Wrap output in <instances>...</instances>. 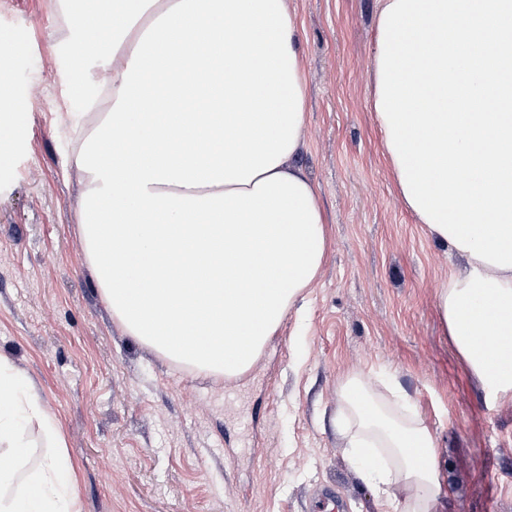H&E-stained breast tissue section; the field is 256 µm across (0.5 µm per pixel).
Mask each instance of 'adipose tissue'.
Listing matches in <instances>:
<instances>
[{
    "mask_svg": "<svg viewBox=\"0 0 512 512\" xmlns=\"http://www.w3.org/2000/svg\"><path fill=\"white\" fill-rule=\"evenodd\" d=\"M78 2L69 21L104 32L111 68L110 107L75 146L86 264L137 343L192 373L243 374L328 247L317 189L293 162L306 120L299 20L286 0ZM437 309L473 376L512 397V268L467 257ZM339 391L342 434L388 512H436L446 491L433 434L387 413L359 375ZM21 416L51 447L34 468ZM70 466L0 356V512H79L76 488L58 484Z\"/></svg>",
    "mask_w": 512,
    "mask_h": 512,
    "instance_id": "adipose-tissue-1",
    "label": "adipose tissue"
}]
</instances>
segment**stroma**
Returning a JSON list of instances; mask_svg holds the SVG:
<instances>
[{"label":"stroma","mask_w":512,"mask_h":512,"mask_svg":"<svg viewBox=\"0 0 512 512\" xmlns=\"http://www.w3.org/2000/svg\"><path fill=\"white\" fill-rule=\"evenodd\" d=\"M308 87L295 164L320 190V275L242 376L195 375L127 336L85 262L75 127L107 66L58 41L64 0H0V69L18 105L0 154V355L58 425L80 512H384L336 428L340 379L402 403L437 438L438 512H512V399L445 336L437 294L455 255L405 207L372 108L379 0H287Z\"/></svg>","instance_id":"1"}]
</instances>
